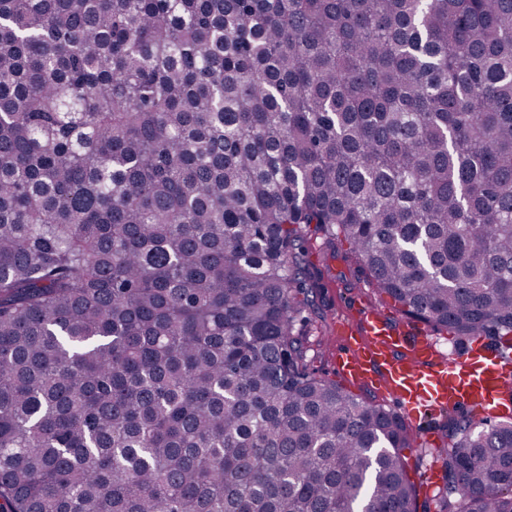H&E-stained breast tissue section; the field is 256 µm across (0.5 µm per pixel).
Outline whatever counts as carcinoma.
Listing matches in <instances>:
<instances>
[{"mask_svg": "<svg viewBox=\"0 0 512 512\" xmlns=\"http://www.w3.org/2000/svg\"><path fill=\"white\" fill-rule=\"evenodd\" d=\"M316 234L512 354V0H0V512H419ZM438 430L512 512V416Z\"/></svg>", "mask_w": 512, "mask_h": 512, "instance_id": "carcinoma-1", "label": "carcinoma"}]
</instances>
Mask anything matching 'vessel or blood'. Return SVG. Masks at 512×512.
<instances>
[{
  "label": "vessel or blood",
  "mask_w": 512,
  "mask_h": 512,
  "mask_svg": "<svg viewBox=\"0 0 512 512\" xmlns=\"http://www.w3.org/2000/svg\"><path fill=\"white\" fill-rule=\"evenodd\" d=\"M336 351L337 376L354 384L381 386L388 402L405 419L424 420L434 412L479 407L488 414L502 411L512 369L482 337L446 354L430 337L411 335L372 306L345 323Z\"/></svg>",
  "instance_id": "1"
}]
</instances>
